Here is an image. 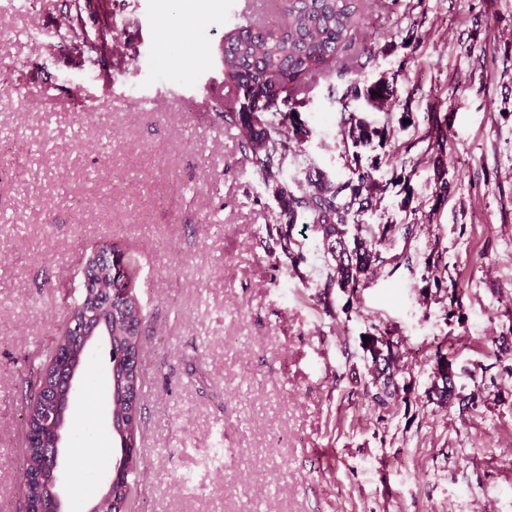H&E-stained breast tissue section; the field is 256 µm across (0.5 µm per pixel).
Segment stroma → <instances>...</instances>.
<instances>
[{
  "label": "stroma",
  "mask_w": 512,
  "mask_h": 512,
  "mask_svg": "<svg viewBox=\"0 0 512 512\" xmlns=\"http://www.w3.org/2000/svg\"><path fill=\"white\" fill-rule=\"evenodd\" d=\"M110 8L132 58L106 80L74 47L44 51L65 0H0V512H18L29 371L105 240L133 253L146 314L130 512H512V0H367L343 70L298 93L309 136L283 179L358 161L387 186L362 221L396 230L351 296L324 290L304 224L305 262L280 259L272 194L208 105L233 92L225 32L263 0H197L195 23L181 0ZM382 78L387 107L355 98ZM352 113L391 134L357 161ZM386 333L400 394L378 406L361 339ZM91 360L64 450L79 500L84 449L118 445L108 346ZM436 381L432 389L439 404L448 403L453 397L454 376L453 364L448 360V353L442 352V345L438 344L435 351Z\"/></svg>",
  "instance_id": "obj_1"
}]
</instances>
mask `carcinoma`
Listing matches in <instances>:
<instances>
[{
  "label": "carcinoma",
  "instance_id": "1",
  "mask_svg": "<svg viewBox=\"0 0 512 512\" xmlns=\"http://www.w3.org/2000/svg\"><path fill=\"white\" fill-rule=\"evenodd\" d=\"M365 0H273L275 16L256 22L248 20L224 34L220 48L224 71V84L232 86L237 96L213 97L212 110L216 121L236 131L239 149L249 159L253 168L271 186L280 212L274 217L281 253L290 261L293 271L306 260L305 242L294 235L297 220L306 225L319 238L324 263L328 269L325 288H338L342 292L354 291L385 262L382 241L389 230L384 225L381 232L360 222L359 217L372 209L379 192V183L373 172L358 165V149L378 144L382 147L389 139L384 128H379L359 116L348 119L343 130L345 146L355 148L352 153L355 167L351 177L341 180L323 171L307 179L306 185L294 188L279 181L288 155L295 145L308 138L309 130L291 106L290 96L311 77L328 71L330 64L340 58L353 43V38L363 26ZM91 0H68L67 11L59 23L57 44L61 48L69 42L85 40L81 63L94 69L109 56L111 65L122 68L127 63V52L122 43V33L112 23V18L98 28L94 39L82 33V11ZM387 88L377 81L367 88L365 97L376 108L386 101ZM265 105L263 112L252 111L256 103ZM287 110H282V107ZM100 289H90L91 297L81 306H74L65 332L54 343V349H66L81 335L85 322L100 314L108 318L109 330L101 335L114 345L112 358L123 349H139L140 327L144 309L137 296L125 301H113L112 311L104 310L107 302L106 287L111 283L110 272L102 266L93 274ZM369 354L368 376L365 393L379 406L398 397L396 378L400 350L392 347L384 336H372L362 343ZM436 381L433 393L437 403L444 404L453 397V364L442 345L435 351ZM54 359L31 373L29 390L34 392L26 403L24 419L38 439L26 449L24 474L29 478L30 497L44 501L43 482L40 474L48 463L40 448V436L47 435L48 422L55 402H60L59 422L71 413L72 398L58 397L53 375ZM129 483L112 485V504L105 512H114L117 505L128 507Z\"/></svg>",
  "mask_w": 512,
  "mask_h": 512
}]
</instances>
